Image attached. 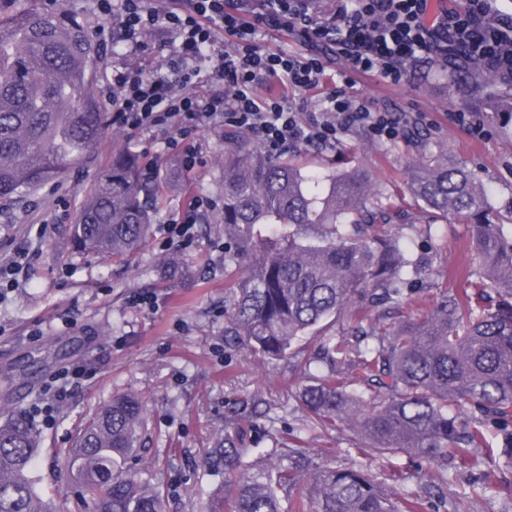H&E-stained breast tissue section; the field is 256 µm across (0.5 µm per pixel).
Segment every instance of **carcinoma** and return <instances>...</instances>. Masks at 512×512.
<instances>
[{"label":"carcinoma","mask_w":512,"mask_h":512,"mask_svg":"<svg viewBox=\"0 0 512 512\" xmlns=\"http://www.w3.org/2000/svg\"><path fill=\"white\" fill-rule=\"evenodd\" d=\"M92 69L81 22L62 11H0V199L59 177L102 138L108 117L89 92ZM461 76L478 89L496 81L462 53L452 78ZM408 167L407 192L422 211L473 227L478 271L469 287L389 324L388 310L410 303L408 272L428 267L407 235L386 226L415 221L356 169L326 179L242 132H224V203L215 220L224 225V335L254 355L295 360L312 422L347 425L371 455L418 456L432 468L430 482L445 483L458 458L479 465L491 454L512 467V238L503 232L512 205L497 210L468 170L425 146ZM157 199L137 156L119 149L72 226L71 244L129 259L150 234ZM368 306L383 313L365 326ZM341 319L354 323L353 333L332 331ZM308 335L323 343L302 356L295 344ZM146 430L133 395L112 398L80 429L67 475L88 512H164L149 470L127 471ZM39 443L24 416L0 423V512H59L38 488ZM214 454L224 463V501L209 512H420V491L399 506L363 469L314 465L305 448H275L250 463L252 449L228 433Z\"/></svg>","instance_id":"carcinoma-1"}]
</instances>
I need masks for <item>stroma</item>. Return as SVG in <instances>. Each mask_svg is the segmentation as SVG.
Listing matches in <instances>:
<instances>
[{"instance_id": "obj_1", "label": "stroma", "mask_w": 512, "mask_h": 512, "mask_svg": "<svg viewBox=\"0 0 512 512\" xmlns=\"http://www.w3.org/2000/svg\"><path fill=\"white\" fill-rule=\"evenodd\" d=\"M44 11H67L82 22L90 38L111 28L96 9V0H38ZM411 64L405 82L392 86L362 76L355 94L374 100L383 111L408 117L428 113L420 126L435 151L448 154L487 185L495 207L512 203V112L501 102L512 99V83L497 81L473 95L465 86H450L448 69L430 61V75L420 79ZM477 113L489 130L482 139L451 125L449 113ZM166 137L159 131L130 133L109 127L79 164L48 182L25 201L0 200V257L16 248L29 252L21 285L0 301V421L22 414L36 421L41 436L37 458L39 488L63 512H75L66 498L64 461L77 431L118 393H132L149 416L146 446L130 460L131 472L153 468L165 492L166 512H205L224 495V473L210 452L224 435L225 421L243 433L253 458L272 449L302 445L315 462L365 467L398 492L418 488L430 471L427 462L404 453L365 456L348 428L323 430L305 424L298 394L302 379L291 363L262 358L242 350L224 334V227L216 218L224 193V130L201 132V160L183 174L164 156ZM131 147L141 162L162 158L157 183H168L165 201L156 211L152 235L128 263L81 253L69 243V231L98 177L122 147ZM305 171L338 174L353 168L366 172L389 195H405L407 161L415 142L384 143L346 135L333 150L294 145L289 149ZM196 197L211 199L203 222L193 227L190 245L169 246L168 221L184 212ZM409 237L412 252L432 262L414 293L434 300L443 292L466 287L476 267L466 224H428L415 211ZM175 258L183 273L174 281L157 272L159 262ZM153 297L152 307L134 304L136 294ZM40 365L27 383L15 375L29 358ZM73 366L90 372L75 384L52 423L35 418L43 389L59 371ZM423 512H512V468L483 478L479 469L458 466L442 490L427 495Z\"/></svg>"}]
</instances>
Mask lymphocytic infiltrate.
I'll return each mask as SVG.
<instances>
[{
	"mask_svg": "<svg viewBox=\"0 0 512 512\" xmlns=\"http://www.w3.org/2000/svg\"><path fill=\"white\" fill-rule=\"evenodd\" d=\"M430 2L352 0L350 10L325 20L309 0H97L130 54L141 52L160 29L174 46L151 75L131 63L116 71L105 109L125 130L167 132L170 153L186 173L198 162L199 132L220 123L276 154L295 143L333 149L357 127L381 141H402L408 127L398 116L346 93L356 77L375 75L397 85L419 58L444 59L449 48L460 46L486 70L512 81V13L501 12L495 0H447L434 14ZM267 27L297 36L309 53L262 48L256 36ZM320 44L336 46L343 59L336 72L340 85L305 112L289 104L287 93L323 87L327 66L311 51ZM202 63L208 79L223 84V94L190 91ZM271 81L282 94L261 95Z\"/></svg>",
	"mask_w": 512,
	"mask_h": 512,
	"instance_id": "lymphocytic-infiltrate-1",
	"label": "lymphocytic infiltrate"
}]
</instances>
